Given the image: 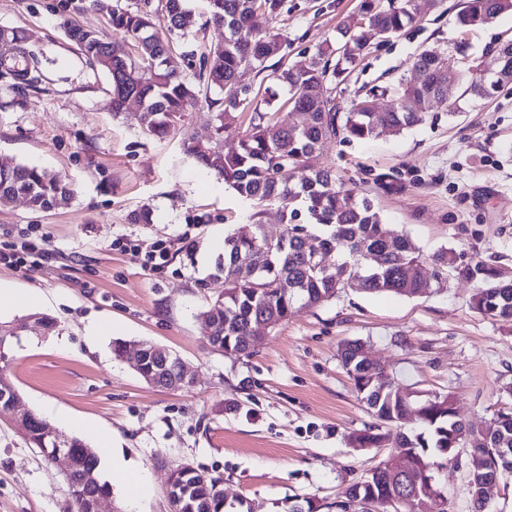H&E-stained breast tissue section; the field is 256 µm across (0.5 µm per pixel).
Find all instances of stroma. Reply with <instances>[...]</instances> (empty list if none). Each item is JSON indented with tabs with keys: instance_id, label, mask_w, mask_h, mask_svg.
<instances>
[{
	"instance_id": "35a3bbf8",
	"label": "stroma",
	"mask_w": 512,
	"mask_h": 512,
	"mask_svg": "<svg viewBox=\"0 0 512 512\" xmlns=\"http://www.w3.org/2000/svg\"><path fill=\"white\" fill-rule=\"evenodd\" d=\"M460 0H418L417 22L372 46L350 74L342 100L361 88L413 78L421 50L469 55L512 33V13L461 35ZM275 25L286 63L308 66L318 45L339 36L360 0H291ZM128 44L107 16L80 0H0V29L25 31L46 76L23 92L0 82V161L34 164L68 184L67 203L47 212L24 199L0 208V252L26 240L46 251L40 267L0 262V284L33 295L26 311L0 308V319L46 314L53 332L32 326L13 350L8 374L24 408H54L90 423L149 484L140 512H168L171 469L189 464L224 479L230 503L251 512L318 508L380 461L385 448L357 451L351 433L374 422L339 354L360 341L408 390L450 395L461 418L489 427L512 405V326L474 312V282L452 275L438 293L408 298L349 289L323 304L297 308L270 328L259 352L235 360L207 349L199 313L211 291L197 279L214 270L225 235L249 224L250 201L199 181L181 135L147 137L138 112H112L104 71L66 39L62 18ZM320 163L357 187L386 224L424 254L448 248L488 269L512 273V84L449 117L433 110L403 134L325 144ZM149 209L151 221L133 216ZM135 253L125 252L124 244ZM165 249L156 273L143 264ZM100 323L95 345L87 327ZM146 340L176 353L194 378L168 390L145 382L115 358L112 342ZM0 512H75L59 465L32 448L0 415Z\"/></svg>"
}]
</instances>
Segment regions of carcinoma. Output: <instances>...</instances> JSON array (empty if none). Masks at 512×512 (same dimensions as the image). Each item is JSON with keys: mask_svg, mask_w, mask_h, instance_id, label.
I'll return each mask as SVG.
<instances>
[{"mask_svg": "<svg viewBox=\"0 0 512 512\" xmlns=\"http://www.w3.org/2000/svg\"><path fill=\"white\" fill-rule=\"evenodd\" d=\"M88 7L108 14L112 28L131 38L137 50L132 56L108 42L99 33L76 25H66L65 35L89 64L102 69L112 88L114 113L131 108L140 114L141 130L148 136H163L183 127L187 105L204 97L213 134L207 143L184 139L186 153L198 166L216 176L240 197L259 207L284 198L292 208L282 212L280 238L268 244L260 223L261 212L249 216L251 234H230L224 238L223 253L215 262L223 281L205 278L201 288L218 287L200 312L214 325L216 339L209 347L226 356L247 350L246 339L260 322L279 324L288 320L295 305L316 306L338 297L348 288L365 293H392L407 297L429 296L442 289L448 275L476 281L471 308L484 316L512 324V278L491 272L479 261L464 262L452 250L423 256L410 237L394 233L385 224L371 201L354 188L336 180L331 170L318 165L322 147L331 140L365 141L382 130L395 133L423 123L438 106L449 108V116L463 111L462 96L448 93V78L436 54L423 50L413 67L418 77L400 84L398 97L409 98L415 108L401 106L376 112L364 107L378 90L359 98L348 108L338 87L343 74L363 56L374 38H391L416 23L415 0H361L359 15L341 28L340 42L327 39L305 68L283 64L267 78L263 91H254L238 82L241 69L250 67L263 73L266 62L281 50L279 34L271 23L290 11L288 0H205L209 20L224 27V42L201 54L182 52L183 57H199L189 66L190 76L180 74L171 64L178 45L195 39L185 0H134L119 7L110 0H87ZM512 13V0H464L457 15L459 26L483 28L504 14ZM18 52L7 63L0 62V82L31 86L36 81L35 56L23 51L26 34L9 30ZM500 47L470 60L462 71L471 100L478 73L495 65ZM288 89L290 110L284 118L273 112L278 93ZM250 113L247 128H233L235 113ZM238 138V148L224 151V139ZM67 185L56 175L34 165L0 164V206L22 197L37 211H47L66 201ZM336 252V264L321 265L324 255ZM430 264L427 275L423 266ZM257 270L252 277L241 275L243 265ZM363 343L348 341L339 356L358 394L382 424H401L409 413L418 415L422 430L400 433L395 450L411 459L410 470L401 474L388 467L368 474L350 485L344 495L328 505L336 512H364L362 502H380V512L403 485H412L419 494L398 505L399 512H448V498L437 482H429L435 472L455 462L463 434L476 442L484 457V469L467 471L470 512H482V487L487 473L500 464L499 449L512 448V409L497 414L494 426L479 431L459 418L448 395H424L406 400L394 374L366 360ZM46 423L33 415L26 441L42 455H50L53 443L42 434ZM78 467L69 480L76 512H85L84 479L94 472L97 483L91 493L112 495V485L100 480V461L90 444L71 438ZM173 487L184 498V512H225L224 479L204 475L195 468L174 469Z\"/></svg>", "mask_w": 512, "mask_h": 512, "instance_id": "obj_1", "label": "carcinoma"}]
</instances>
